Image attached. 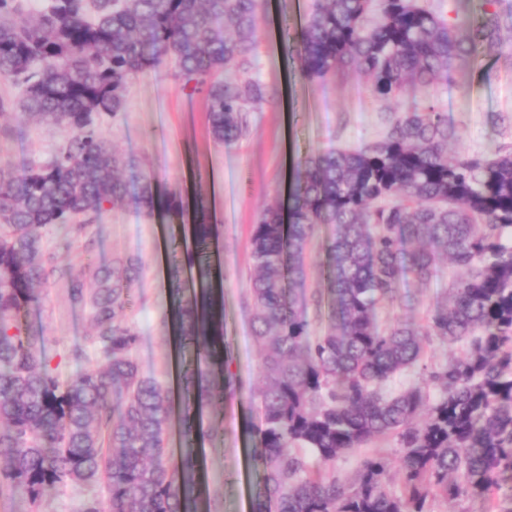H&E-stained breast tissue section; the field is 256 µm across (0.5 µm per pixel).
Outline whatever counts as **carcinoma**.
I'll return each mask as SVG.
<instances>
[{
	"mask_svg": "<svg viewBox=\"0 0 512 512\" xmlns=\"http://www.w3.org/2000/svg\"><path fill=\"white\" fill-rule=\"evenodd\" d=\"M0 0V77L22 89L17 106L51 117L74 136L46 164L0 167V471L33 503L66 482L100 485L105 500L84 512H192L199 469L187 448L171 468L164 433L172 397L131 358L138 336L120 319L140 263L118 257L90 267L96 288L78 279L70 295L90 305L105 364L61 385L45 338L29 334L21 312L40 302L37 282L67 268L45 256L40 230L90 221L130 195L120 159L99 128L122 110L128 81L174 62L184 85L203 93L212 136L243 134V113L265 89L244 76L256 47L262 0ZM512 30V0H481L476 19L454 23L429 0H312L292 39L303 79L353 69L382 103L409 89L446 82L459 67L480 79L479 55L502 54ZM459 137L445 113L393 111L378 141L309 153L289 188V222L278 208L253 225L254 336L262 350L261 426L253 461L261 471L253 512H433L432 500L486 497L512 475V148L493 156L448 159ZM147 210L181 218L186 204L162 198L152 179L135 192ZM321 224L332 308L312 335L306 293L307 249ZM214 234L202 203L193 210L200 248ZM445 258L461 270L421 328L379 323L407 276L426 284ZM180 332L195 350L200 401L215 405L234 390L224 344L221 293L186 295ZM463 344L460 355L427 365L433 341ZM421 371V383L385 390L395 376ZM437 389L430 396L427 388ZM202 410L187 404L182 435L205 437ZM378 436H393L402 489L390 488L386 459L370 457L355 476L315 474Z\"/></svg>",
	"mask_w": 512,
	"mask_h": 512,
	"instance_id": "carcinoma-1",
	"label": "carcinoma"
}]
</instances>
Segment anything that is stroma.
Wrapping results in <instances>:
<instances>
[{"instance_id": "obj_1", "label": "stroma", "mask_w": 512, "mask_h": 512, "mask_svg": "<svg viewBox=\"0 0 512 512\" xmlns=\"http://www.w3.org/2000/svg\"><path fill=\"white\" fill-rule=\"evenodd\" d=\"M297 22L294 0H265L249 75L267 95L248 112V130L232 144L213 138L206 97L185 89L170 62L140 73L127 87L122 111L99 119L104 137L121 158L126 182L134 186L148 176L159 194L176 193L188 201L202 198L212 208V261L221 276L224 335L236 385L223 403L203 415L204 425L218 428L215 437L204 440L202 451L200 482L211 512H251L252 492L261 477L252 460L250 436L260 423L262 362L249 313L250 236L268 208L287 206L296 157L377 141L385 132L383 110H421L430 105L447 113L460 134L449 144V155L490 154L512 144V61L484 59L488 79L471 78L460 68L453 82L429 92L408 90L384 108L369 83L352 70L314 83L304 80L297 47L282 34L284 25ZM19 97L13 82L0 77V100L11 105L0 117V166L18 172L50 160L72 135L67 125L22 115L15 107ZM41 244L75 278L83 276L87 264L105 266L118 255L139 260L140 276L121 313L123 323L138 335L132 358L143 375L175 387L179 361L192 357L178 343L177 299L171 290L173 280L186 282L194 275L185 258L193 247L187 227L168 223L161 214L128 200L66 232L55 225L44 227ZM456 276V269L443 260L427 284L400 282L395 301L379 315L381 324L424 325L429 309L446 296ZM39 293L40 303L22 314L21 323L44 336L60 383L101 366L104 358L90 341V307L73 302L63 282L42 284ZM396 449L395 438L376 437L320 470L345 476L366 457L381 455L396 479L401 466ZM101 495L98 486L69 482L49 489L34 504L6 485L0 487V512H81L85 500ZM511 507L510 478L490 496L440 498L433 504L434 512H507Z\"/></svg>"}]
</instances>
